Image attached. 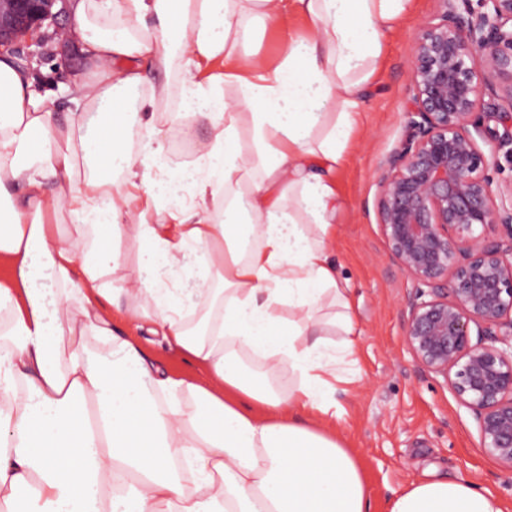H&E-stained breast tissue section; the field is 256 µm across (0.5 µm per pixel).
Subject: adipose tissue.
<instances>
[{
	"instance_id": "ef3b65f1",
	"label": "adipose tissue",
	"mask_w": 512,
	"mask_h": 512,
	"mask_svg": "<svg viewBox=\"0 0 512 512\" xmlns=\"http://www.w3.org/2000/svg\"><path fill=\"white\" fill-rule=\"evenodd\" d=\"M413 2L74 0L67 34L91 71L73 78L65 120L0 58V512H369L355 458L297 410L328 413L336 362L353 353L336 170L383 39ZM289 9L314 30L280 65L243 51L252 21ZM177 68L182 112L211 133L178 174L191 206L171 210L153 189L165 150L154 114ZM63 214L75 225H58ZM104 233L112 247L97 245ZM125 235L145 248L129 319L207 379L172 377L113 327L105 280L122 276ZM193 255L203 272L187 305L172 281ZM389 512L503 508L431 478Z\"/></svg>"
}]
</instances>
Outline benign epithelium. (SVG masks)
<instances>
[{
  "instance_id": "7a95c632",
  "label": "benign epithelium",
  "mask_w": 512,
  "mask_h": 512,
  "mask_svg": "<svg viewBox=\"0 0 512 512\" xmlns=\"http://www.w3.org/2000/svg\"><path fill=\"white\" fill-rule=\"evenodd\" d=\"M55 2L0 0V48L40 29ZM440 2L416 35L411 133L384 162L379 218L392 261L420 287L405 321L416 361L512 469V185L495 190L490 175L500 152L512 158V113L484 103L496 78L512 108V0Z\"/></svg>"
}]
</instances>
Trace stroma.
<instances>
[{
  "label": "stroma",
  "mask_w": 512,
  "mask_h": 512,
  "mask_svg": "<svg viewBox=\"0 0 512 512\" xmlns=\"http://www.w3.org/2000/svg\"><path fill=\"white\" fill-rule=\"evenodd\" d=\"M439 9V0H416L387 39L379 73L358 109L350 146L336 171L342 206L334 260L351 287L359 334L352 360L336 369L335 412L324 420L360 460L371 512H388L398 494L431 473L470 481L497 497L504 512H512V470L485 452L472 411L460 404L442 376L420 368L407 344V302L416 288L391 260L378 216L382 164L408 132L415 37ZM68 20L64 13L56 26L46 27L50 54L24 65L38 91H54L52 107L62 115L73 106L60 85L88 68L63 35ZM312 27L310 19L292 12L274 25L257 21L246 49L274 67L284 59L289 41L306 36ZM156 124L169 146L168 173L195 164L196 156L181 155L171 144L178 136L198 144L210 134L208 123L191 126L181 113L160 112Z\"/></svg>",
  "instance_id": "35a3bbf8"
}]
</instances>
